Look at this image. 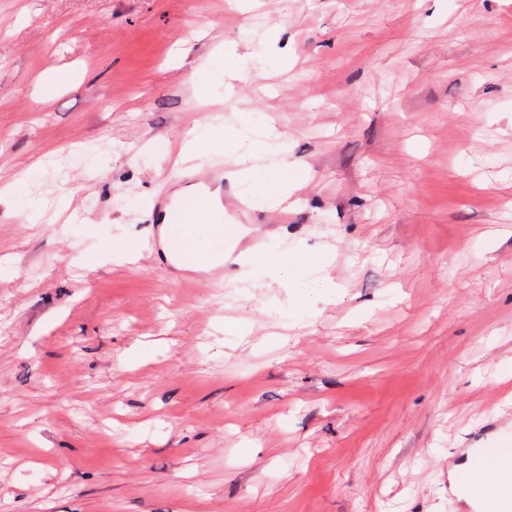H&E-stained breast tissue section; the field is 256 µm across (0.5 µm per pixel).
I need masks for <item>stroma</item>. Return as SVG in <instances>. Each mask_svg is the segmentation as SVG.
Wrapping results in <instances>:
<instances>
[{"instance_id":"1","label":"stroma","mask_w":512,"mask_h":512,"mask_svg":"<svg viewBox=\"0 0 512 512\" xmlns=\"http://www.w3.org/2000/svg\"><path fill=\"white\" fill-rule=\"evenodd\" d=\"M271 126L290 206L225 185L236 249L336 285L285 327L148 222ZM506 425L512 0H0V512H459L453 450Z\"/></svg>"}]
</instances>
